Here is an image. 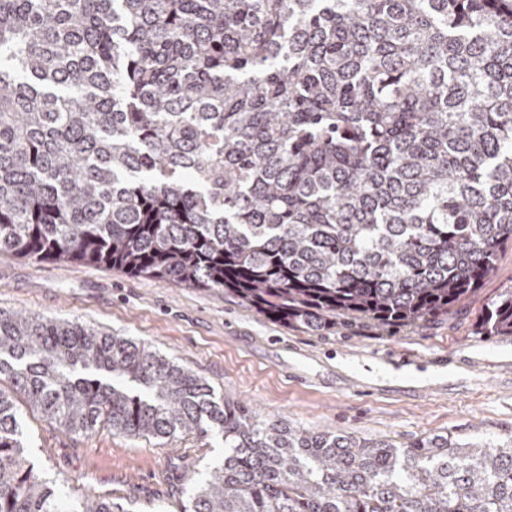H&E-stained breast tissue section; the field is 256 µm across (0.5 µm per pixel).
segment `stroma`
Wrapping results in <instances>:
<instances>
[{"mask_svg": "<svg viewBox=\"0 0 512 512\" xmlns=\"http://www.w3.org/2000/svg\"><path fill=\"white\" fill-rule=\"evenodd\" d=\"M512 288V243L452 314L387 331L360 322L314 331L277 322L210 288L176 287L106 266L0 255V310L93 326L148 343L261 419L400 446L425 436H512V335L480 336L486 304ZM28 458L68 501L91 493L130 512H182L223 461L224 441H172L48 425L16 395Z\"/></svg>", "mask_w": 512, "mask_h": 512, "instance_id": "stroma-1", "label": "stroma"}]
</instances>
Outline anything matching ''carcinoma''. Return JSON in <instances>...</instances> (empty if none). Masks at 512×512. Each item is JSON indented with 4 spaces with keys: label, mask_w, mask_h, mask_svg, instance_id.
<instances>
[{
    "label": "carcinoma",
    "mask_w": 512,
    "mask_h": 512,
    "mask_svg": "<svg viewBox=\"0 0 512 512\" xmlns=\"http://www.w3.org/2000/svg\"><path fill=\"white\" fill-rule=\"evenodd\" d=\"M511 241L512 0H0V253L412 328ZM2 381L0 512H129L43 479L15 392L73 433L217 431L184 512H512V436L297 430L77 322L0 312Z\"/></svg>",
    "instance_id": "obj_1"
}]
</instances>
